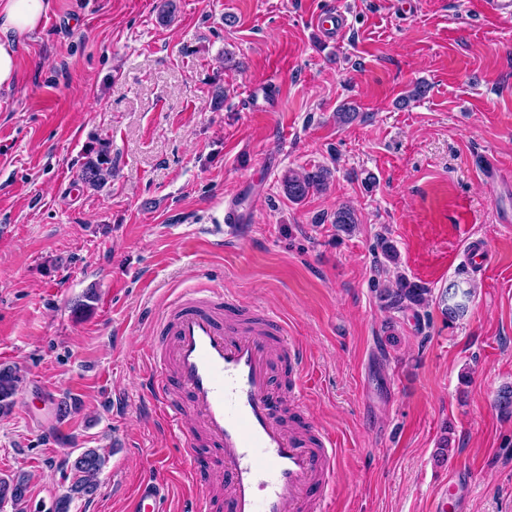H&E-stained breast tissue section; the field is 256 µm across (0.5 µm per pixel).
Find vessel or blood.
Returning <instances> with one entry per match:
<instances>
[{
  "label": "vessel or blood",
  "instance_id": "b4317fda",
  "mask_svg": "<svg viewBox=\"0 0 512 512\" xmlns=\"http://www.w3.org/2000/svg\"><path fill=\"white\" fill-rule=\"evenodd\" d=\"M315 21L330 41L346 30L335 9ZM242 311L237 299L197 290L171 302L159 320L150 395L191 448L190 512H329L336 439L288 413L309 388L303 358L277 315L243 327ZM189 418L195 428L186 427ZM201 443L220 454L223 499L202 479ZM165 484L163 462L153 461L126 512H164Z\"/></svg>",
  "mask_w": 512,
  "mask_h": 512
}]
</instances>
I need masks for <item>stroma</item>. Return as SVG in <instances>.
Instances as JSON below:
<instances>
[{"mask_svg": "<svg viewBox=\"0 0 512 512\" xmlns=\"http://www.w3.org/2000/svg\"><path fill=\"white\" fill-rule=\"evenodd\" d=\"M165 1L55 0L17 38L0 366L24 383L0 416V477L27 473L25 512H49L66 455L99 448V487L70 512H125L162 452L168 510L186 512L190 449L157 420L148 354L166 304L207 285L274 311L302 350L306 414L340 448L333 512H430L455 476L460 512H512V416L494 408L512 385V20L483 0H170L164 23ZM330 7L347 21L333 44L313 24ZM100 141L112 177L94 189L79 174ZM320 167L326 190L290 200L288 171ZM231 200L253 219L226 235ZM380 234L430 289L420 314L381 308ZM462 278L474 297L451 322L439 294Z\"/></svg>", "mask_w": 512, "mask_h": 512, "instance_id": "35a3bbf8", "label": "stroma"}]
</instances>
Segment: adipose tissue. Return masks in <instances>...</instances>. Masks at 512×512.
<instances>
[{
    "label": "adipose tissue",
    "mask_w": 512,
    "mask_h": 512,
    "mask_svg": "<svg viewBox=\"0 0 512 512\" xmlns=\"http://www.w3.org/2000/svg\"><path fill=\"white\" fill-rule=\"evenodd\" d=\"M54 0H0V88L17 79V42L20 34L38 29Z\"/></svg>",
    "instance_id": "1"
}]
</instances>
